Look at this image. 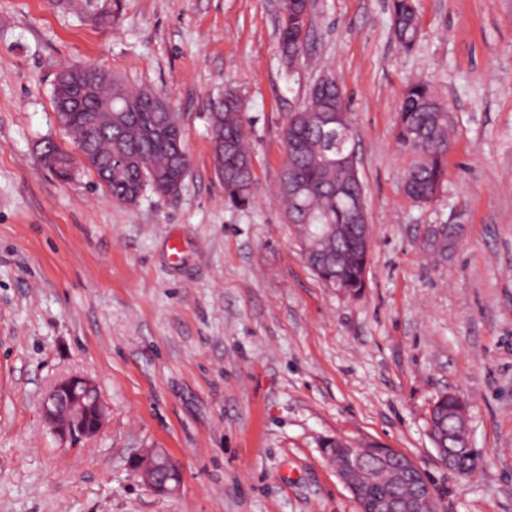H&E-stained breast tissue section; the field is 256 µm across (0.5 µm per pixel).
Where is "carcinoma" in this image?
Here are the masks:
<instances>
[{"mask_svg": "<svg viewBox=\"0 0 512 512\" xmlns=\"http://www.w3.org/2000/svg\"><path fill=\"white\" fill-rule=\"evenodd\" d=\"M283 12L288 14L282 23L279 37L281 55L288 67L304 58L306 41L302 26L293 18L295 0H282ZM390 13L395 41L403 49L411 48L419 34V22L413 0H391ZM78 68L63 70L53 89V104L60 124L83 142V151L89 161L85 169L96 175L92 167L95 159L109 153L125 154L137 163L122 176L112 179L106 189L112 200L130 202L137 191L170 196L178 194L170 184L173 178L170 151L153 142L147 128L162 129L176 125L172 108L156 109L152 99L142 89H129L122 81L101 76L95 84L93 98L87 100L86 111L65 106L64 98L70 96L67 85ZM334 76L324 73L310 87L304 103L289 114L282 128L281 138L285 159L281 168L278 194L284 204L288 223L297 227L305 245L316 244L321 251L332 256L327 264L308 262L310 268L330 288L339 287L357 296L365 283L368 251L359 248L351 238H336L327 234L329 224H352V196L364 186L360 170L345 168L337 159L354 151L351 141L336 146L322 136V131L341 128L351 123L348 104L336 94ZM140 102V111H126L127 101ZM112 108V137L92 126L88 111L104 112ZM246 106L243 99L229 90L212 105V138L232 141V150L213 156L222 160L224 175V200L235 207H247L252 202L251 176L248 165L250 152L245 129ZM339 117V122L323 126L322 117ZM453 119L447 106L440 101L431 83L412 81L405 87L400 111L396 117V143L399 151L410 157L406 168L403 191L418 205H426L436 197L446 175L448 153L451 150ZM299 139L303 148L288 149V138ZM296 177L297 186L288 187V175ZM446 421L448 435L463 432L462 408L454 395H441L435 402L429 418V428L437 429Z\"/></svg>", "mask_w": 512, "mask_h": 512, "instance_id": "1", "label": "carcinoma"}]
</instances>
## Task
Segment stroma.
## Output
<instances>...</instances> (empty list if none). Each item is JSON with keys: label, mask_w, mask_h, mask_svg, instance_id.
Instances as JSON below:
<instances>
[{"label": "stroma", "mask_w": 512, "mask_h": 512, "mask_svg": "<svg viewBox=\"0 0 512 512\" xmlns=\"http://www.w3.org/2000/svg\"><path fill=\"white\" fill-rule=\"evenodd\" d=\"M389 0H314L308 61L287 69L282 0H0V512H359L327 463L341 438L412 457L443 512H512V0H415L413 50ZM94 63L177 112L189 173L176 196L112 201L60 181L37 142L58 73ZM342 86L371 231L358 297L326 287L273 196L281 129L323 71ZM434 83L457 137L435 199L403 193L395 141L406 85ZM246 103L252 203L224 201L211 103ZM455 225V249L431 248ZM180 241L172 253L171 241ZM95 379L102 433L60 447L41 400ZM467 401L475 471L441 467L434 401ZM178 465L160 496L131 461Z\"/></svg>", "instance_id": "35a3bbf8"}]
</instances>
